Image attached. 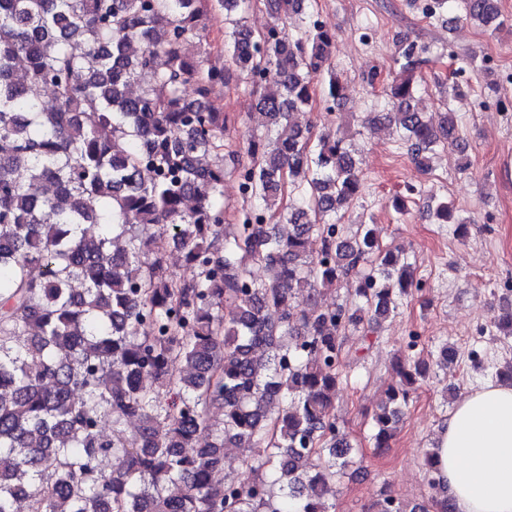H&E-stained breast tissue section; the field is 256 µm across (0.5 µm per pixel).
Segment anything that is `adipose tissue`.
<instances>
[{"label": "adipose tissue", "mask_w": 512, "mask_h": 512, "mask_svg": "<svg viewBox=\"0 0 512 512\" xmlns=\"http://www.w3.org/2000/svg\"><path fill=\"white\" fill-rule=\"evenodd\" d=\"M440 486L458 512H512V384L465 395L439 431Z\"/></svg>", "instance_id": "adipose-tissue-1"}]
</instances>
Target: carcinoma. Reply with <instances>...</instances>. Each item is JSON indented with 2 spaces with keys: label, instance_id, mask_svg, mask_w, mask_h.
<instances>
[{
  "label": "carcinoma",
  "instance_id": "cac0c4a2",
  "mask_svg": "<svg viewBox=\"0 0 512 512\" xmlns=\"http://www.w3.org/2000/svg\"><path fill=\"white\" fill-rule=\"evenodd\" d=\"M245 4L217 0L267 143L226 153L228 117L210 96L230 73L186 51L205 0H0V512H334L336 475L356 464L334 412L346 331L386 319L415 279L374 225L349 236L339 224L360 187L343 138L292 120L319 79L329 108L343 99L336 33L312 0H266L275 23L262 32ZM463 9L486 31L512 26L500 0ZM288 19L295 39L278 24ZM398 65L381 119L427 170L457 143L458 119L418 111L413 47ZM226 159L260 202L230 232L215 203ZM171 245L192 278L167 270ZM352 274L353 303L319 304ZM300 295L308 307L294 306ZM425 373L398 359L374 447H390ZM226 448L242 449L246 479H216ZM371 512L418 508L383 494Z\"/></svg>",
  "mask_w": 512,
  "mask_h": 512
}]
</instances>
